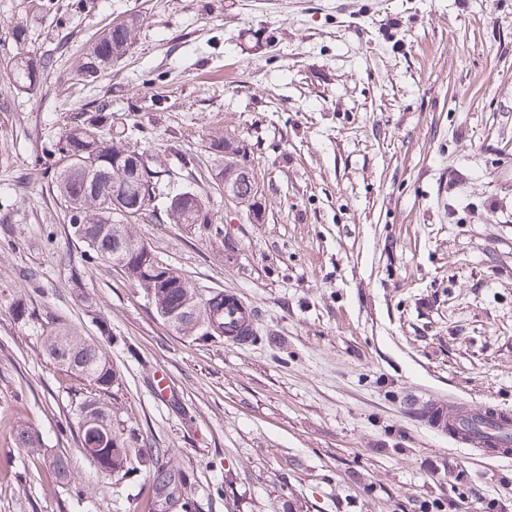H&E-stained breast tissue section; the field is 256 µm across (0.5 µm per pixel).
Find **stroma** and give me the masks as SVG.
Masks as SVG:
<instances>
[{"mask_svg":"<svg viewBox=\"0 0 512 512\" xmlns=\"http://www.w3.org/2000/svg\"><path fill=\"white\" fill-rule=\"evenodd\" d=\"M131 13L135 46L84 80ZM20 50L53 62L30 93ZM99 103L166 191L209 199L208 227L135 230L201 298L252 306L254 343L176 333L75 236L52 149ZM217 136L249 147L262 222L216 190ZM58 327L98 344L113 431L170 449L200 512H512V459L406 410L512 409V0H0V512H148L147 467L81 451L77 386L42 349ZM140 18H135L131 15L117 17L112 20L107 27L102 31L101 36H120L124 28L130 27L133 24L140 23ZM142 24L134 25L123 33V38L119 41L112 38V41L106 42L103 39H96L88 48L85 49V61L83 63V70L86 66L89 70L85 73V77L91 78L86 80H95L99 75L111 66V61L114 55L125 54L131 49L138 39L139 30Z\"/></svg>","mask_w":512,"mask_h":512,"instance_id":"obj_1","label":"stroma"}]
</instances>
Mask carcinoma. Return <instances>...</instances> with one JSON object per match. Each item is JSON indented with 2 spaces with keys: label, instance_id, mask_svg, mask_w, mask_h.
<instances>
[{
  "label": "carcinoma",
  "instance_id": "obj_1",
  "mask_svg": "<svg viewBox=\"0 0 512 512\" xmlns=\"http://www.w3.org/2000/svg\"><path fill=\"white\" fill-rule=\"evenodd\" d=\"M139 30L140 26L134 25L125 30L123 38L118 41L97 39L92 42L85 53L83 66L89 67L85 76L93 80L98 78L111 66L113 56L131 49L138 39ZM52 67L49 59H35L23 53L15 59L10 75L17 89L28 92L39 86L41 77ZM108 123L106 106L100 104L95 108V115L74 123L66 130L53 149V153L59 155L58 166L52 174L53 183L57 195L68 209L69 223L73 224L78 239H83L84 232L89 235L87 247L106 267L122 272L143 288L157 315L190 306L197 300L195 289L184 288L181 283L174 284L178 279L185 280V277L165 265L132 231L134 224L158 219L154 200L162 195L159 172L153 169L146 152L135 146L114 145L105 132ZM209 149L217 162L223 161L224 155H229L232 198L239 204H256L255 181H247L235 174L236 168L250 164L246 147L219 137L210 141ZM116 166L141 171L142 178L128 184L129 196L140 199L142 212L137 215L125 216L116 209L73 194L75 189L93 188L97 171L111 172ZM164 215L171 224L212 223L209 202L190 189H182L168 197ZM117 224L125 225L128 237V245L120 251L112 248V227ZM200 305L204 310L202 322L180 318L169 327L187 336L199 329L204 330L206 336L224 335V293L216 292ZM43 350L50 361L82 384L84 393L77 409L79 424L83 426L92 422L97 429L95 434L82 432L84 455L103 472L120 473L124 477L130 475L132 470L128 467L127 449L112 435L110 409L100 399L112 387L114 374L98 346L74 330L57 328L44 338ZM12 435L19 448L35 453L42 448L39 434L23 424L13 427ZM141 455L150 464L149 507L156 508V512H197V505L185 497L190 475L169 464L168 449L143 448ZM48 465L57 482L70 483L69 461L65 456L48 459Z\"/></svg>",
  "mask_w": 512,
  "mask_h": 512
}]
</instances>
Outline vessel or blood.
Wrapping results in <instances>:
<instances>
[{
    "mask_svg": "<svg viewBox=\"0 0 512 512\" xmlns=\"http://www.w3.org/2000/svg\"><path fill=\"white\" fill-rule=\"evenodd\" d=\"M224 336L246 346L256 339L253 308L236 294L224 296ZM418 416L432 432L487 458H512V410L492 405L425 402Z\"/></svg>",
    "mask_w": 512,
    "mask_h": 512,
    "instance_id": "obj_1",
    "label": "vessel or blood"
}]
</instances>
